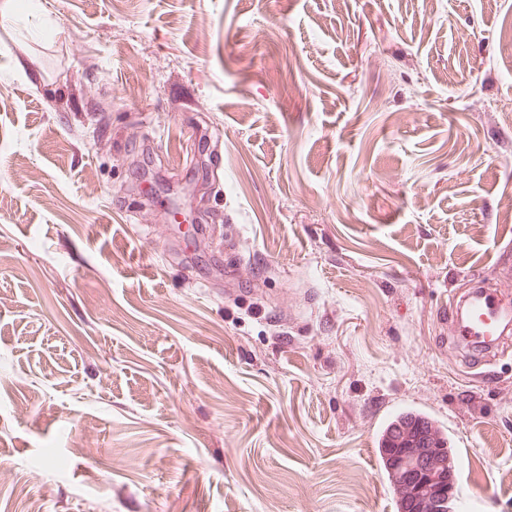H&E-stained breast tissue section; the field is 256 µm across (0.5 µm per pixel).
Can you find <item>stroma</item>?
<instances>
[{
	"label": "stroma",
	"instance_id": "stroma-1",
	"mask_svg": "<svg viewBox=\"0 0 512 512\" xmlns=\"http://www.w3.org/2000/svg\"><path fill=\"white\" fill-rule=\"evenodd\" d=\"M0 23V512H398L415 410L512 512V0H33ZM194 188L196 237L163 221ZM507 309L500 304L496 289L486 287L471 293L453 303L449 310L456 327L453 337L468 351L477 349L484 353L503 344L505 338L501 326Z\"/></svg>",
	"mask_w": 512,
	"mask_h": 512
}]
</instances>
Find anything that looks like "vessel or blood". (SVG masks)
I'll return each mask as SVG.
<instances>
[{"label":"vessel or blood","mask_w":512,"mask_h":512,"mask_svg":"<svg viewBox=\"0 0 512 512\" xmlns=\"http://www.w3.org/2000/svg\"><path fill=\"white\" fill-rule=\"evenodd\" d=\"M504 313L496 289L487 287L471 293L451 309L457 342L469 351H485L503 344L505 338L501 326Z\"/></svg>","instance_id":"b4317fda"}]
</instances>
